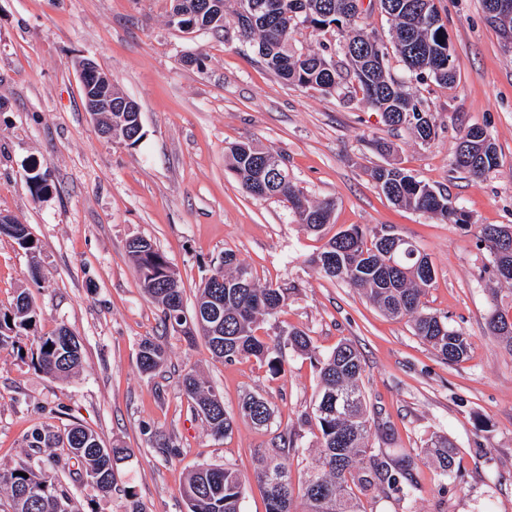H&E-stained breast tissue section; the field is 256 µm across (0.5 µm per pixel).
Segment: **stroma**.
<instances>
[{
    "label": "stroma",
    "mask_w": 512,
    "mask_h": 512,
    "mask_svg": "<svg viewBox=\"0 0 512 512\" xmlns=\"http://www.w3.org/2000/svg\"><path fill=\"white\" fill-rule=\"evenodd\" d=\"M448 31L456 81L412 83L432 112L430 143L384 122L358 88L343 95L287 85L251 44L233 14L221 31L170 27V0H0V213L27 224L38 261L0 236V308L28 289L38 330L66 326L83 354L76 376L44 374L28 339L0 349V469L27 463L50 471L53 449L31 447L41 427L80 423L105 447L131 455L119 464L120 488L95 495L83 480L62 483L78 512H123L132 488L143 512H187L180 488L200 464L230 463L244 477L241 512H266L254 451L272 447L285 427L303 447L290 453L294 479L314 464V362L283 349L281 375L266 363L212 358L202 338L165 323L141 288L127 252L142 236L180 276L185 307L225 250L257 273L260 284L287 289L279 314L261 335L295 327L320 352L349 341L361 354L372 410L386 422L370 443L419 454L434 435L448 437L455 467L440 479L418 463L415 502L366 500L368 512H512V354L488 330L491 283L473 233L390 204L373 168L397 162L431 185L475 224H512V45L486 19L482 0H435ZM97 62L140 108L142 139L100 137L86 112L76 62ZM480 126L498 165L475 178L454 166L460 130ZM251 139L281 153L309 200L336 202L323 235L306 233L287 207L248 194L224 161L231 143ZM390 143L385 156L374 144ZM49 171V194L33 197L31 167ZM357 224L390 227L432 261L428 306L471 338L468 358L441 360L403 321L382 315L357 289L325 278L313 259L326 238ZM166 349L155 375L137 367L141 339ZM203 374L237 410L244 392L268 399L271 428L238 422L215 439L181 391L189 369ZM169 443L172 453L158 452Z\"/></svg>",
    "instance_id": "obj_1"
}]
</instances>
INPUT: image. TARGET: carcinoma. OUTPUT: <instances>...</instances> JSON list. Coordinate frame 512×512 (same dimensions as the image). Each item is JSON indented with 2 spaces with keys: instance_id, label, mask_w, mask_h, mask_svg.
I'll list each match as a JSON object with an SVG mask.
<instances>
[{
  "instance_id": "cac0c4a2",
  "label": "carcinoma",
  "mask_w": 512,
  "mask_h": 512,
  "mask_svg": "<svg viewBox=\"0 0 512 512\" xmlns=\"http://www.w3.org/2000/svg\"><path fill=\"white\" fill-rule=\"evenodd\" d=\"M240 39L255 43L266 66L286 82L313 88L326 94L341 92L353 80L367 103L381 112L387 125L405 127L421 143L435 135L432 113L412 95L404 83L388 76L380 63L367 65L366 59L387 56L376 40L355 30L357 15L351 13L350 0H234ZM427 0H380L382 9L394 23L392 44L395 53L415 79L432 78L438 83L455 81V69H441L452 58L448 33L435 5L426 17L420 10ZM168 24L180 31L220 29L224 15L190 17ZM306 24L320 34L329 28L343 38L339 49L349 58L350 69L343 73L321 52L298 48L292 34ZM125 95L112 88V137L122 139L135 127L136 112L123 106ZM475 134L474 127L459 137L455 155L456 168L483 177L497 166L495 143L482 139L481 149L463 152L464 144ZM225 161L238 175L245 191L260 199L275 198L288 204L294 221L311 234L319 235L330 223L336 202L312 203L297 186L284 157L247 139L231 144ZM279 169L270 186L256 189L254 177L259 165ZM371 177L394 205L439 217L463 230L476 229L477 247L488 255L484 272L512 285V225L470 224L469 214L449 200L448 194L404 169L389 163L372 170ZM0 235L12 238L29 254L38 243L15 224L0 222ZM141 287L162 306L164 319L180 327L188 336L202 335L214 359L233 362L254 357L266 362L271 374L283 371L282 348L288 346L316 363L319 389L314 420L319 457L315 467L301 483L300 497L294 495L288 450L302 447L301 435L286 430L279 435L281 448L255 450L257 480L264 486L266 512H367L364 499L375 494L399 502L412 501L419 491L414 474L415 461L403 448H374L369 445L375 419L366 399L363 366L359 353L348 342L339 343L323 355L310 336L298 328L280 330L272 341L258 335L261 324L276 316L287 304L288 292L282 288L261 286L253 268L240 261L237 254L224 250L220 266L200 286L191 316L184 306L171 303L176 294L183 299V288L167 256L147 239L137 237L128 244ZM319 271L330 280H340L362 290L368 301L384 315L410 323L414 335L427 343L449 364L465 360L471 342L462 329L452 326L448 316L431 311L425 302L427 288L436 278L427 254L412 242L397 237L392 230L378 229L366 234L354 224L330 237L314 259ZM493 312L489 329L512 354V301L505 302L492 292ZM38 311L27 291L18 293L13 305L0 309V348L15 346L26 336L37 347L39 368L47 375L69 376L81 364V354L71 351L63 341L62 325L54 331L38 332ZM166 359L164 347L144 339L139 345L137 367L150 375ZM182 392L191 413L201 418L216 439L233 432L237 418L264 429L271 425L274 409L262 395L247 392L238 411L224 406L223 396L195 373L182 380ZM32 448H59L63 466H73L83 480L98 494H108L118 487L117 462L128 448H106L97 433L82 425L71 424L64 430L49 428L32 434ZM426 462L442 478L454 464V445L438 436L426 448ZM243 479L228 464H203L194 469L183 485L181 495L188 512H240ZM0 489L8 493L11 512H74L68 492L55 476L37 474L31 467L0 471Z\"/></svg>"
}]
</instances>
